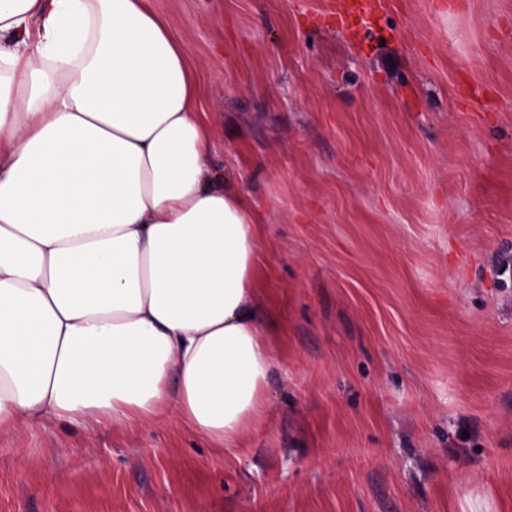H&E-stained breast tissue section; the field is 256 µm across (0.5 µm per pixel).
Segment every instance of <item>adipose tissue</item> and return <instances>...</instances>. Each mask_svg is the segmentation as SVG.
Wrapping results in <instances>:
<instances>
[{
  "label": "adipose tissue",
  "mask_w": 512,
  "mask_h": 512,
  "mask_svg": "<svg viewBox=\"0 0 512 512\" xmlns=\"http://www.w3.org/2000/svg\"><path fill=\"white\" fill-rule=\"evenodd\" d=\"M188 52L149 0H0V433L263 420L261 220L207 183Z\"/></svg>",
  "instance_id": "ef3b65f1"
}]
</instances>
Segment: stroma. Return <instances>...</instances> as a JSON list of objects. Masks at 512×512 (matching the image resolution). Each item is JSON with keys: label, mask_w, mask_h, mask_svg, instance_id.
Segmentation results:
<instances>
[{"label": "stroma", "mask_w": 512, "mask_h": 512, "mask_svg": "<svg viewBox=\"0 0 512 512\" xmlns=\"http://www.w3.org/2000/svg\"><path fill=\"white\" fill-rule=\"evenodd\" d=\"M325 3L153 0L261 217L263 423L1 434L0 512H512V0Z\"/></svg>", "instance_id": "stroma-1"}]
</instances>
